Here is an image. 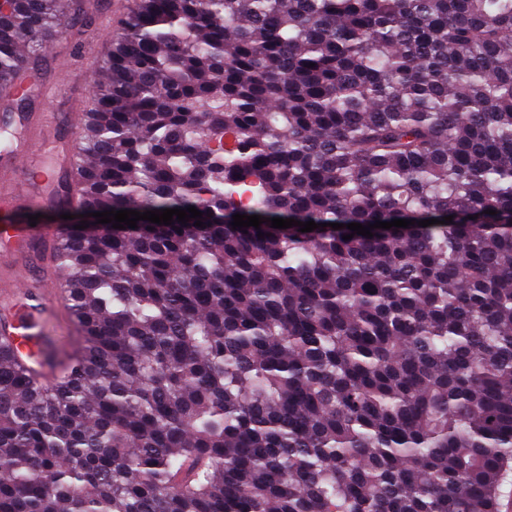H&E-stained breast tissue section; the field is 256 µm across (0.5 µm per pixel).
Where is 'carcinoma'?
Wrapping results in <instances>:
<instances>
[{
	"label": "carcinoma",
	"instance_id": "1",
	"mask_svg": "<svg viewBox=\"0 0 512 512\" xmlns=\"http://www.w3.org/2000/svg\"><path fill=\"white\" fill-rule=\"evenodd\" d=\"M6 2L0 87L68 32ZM101 72L65 192L205 227L62 229L78 341L0 353V512H502L512 0H136Z\"/></svg>",
	"mask_w": 512,
	"mask_h": 512
}]
</instances>
